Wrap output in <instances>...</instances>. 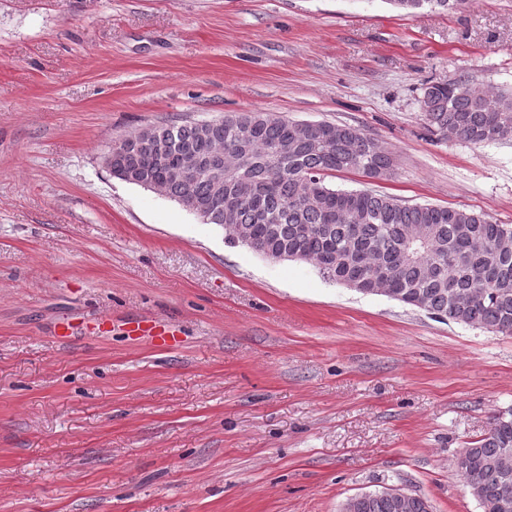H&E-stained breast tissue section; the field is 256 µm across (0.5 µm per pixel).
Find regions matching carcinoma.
<instances>
[{"instance_id": "carcinoma-1", "label": "carcinoma", "mask_w": 512, "mask_h": 512, "mask_svg": "<svg viewBox=\"0 0 512 512\" xmlns=\"http://www.w3.org/2000/svg\"><path fill=\"white\" fill-rule=\"evenodd\" d=\"M395 10L429 7L461 10L471 0H387ZM469 80L458 76L425 88L421 110L426 128L442 140L474 144L512 138V93L474 98ZM336 141L324 148L299 123L264 111L226 115L199 135L197 123L139 129L119 139L138 156L142 174L161 182L164 197L186 206L208 201L214 187L204 177L191 182L165 178L154 145L169 143L198 161L235 150L240 166L224 173V199L231 210L202 215L270 259L300 260L339 285L370 293L383 275L392 297L434 318L512 335V225L482 212L431 204L408 206L371 190H342L326 182L333 172L358 171L369 179L392 175V155L350 125L337 126ZM128 156L112 153V175L124 176ZM465 486L482 512H512V417L469 443L456 459ZM357 512H396L381 492L366 493Z\"/></svg>"}]
</instances>
